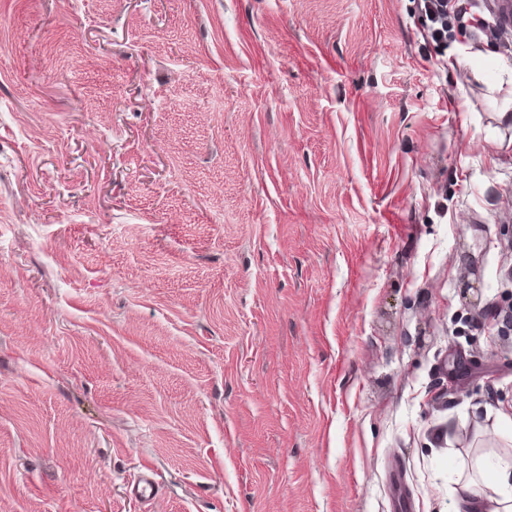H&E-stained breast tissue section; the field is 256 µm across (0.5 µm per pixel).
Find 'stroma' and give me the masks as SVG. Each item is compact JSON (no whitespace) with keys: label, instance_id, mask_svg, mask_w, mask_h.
I'll use <instances>...</instances> for the list:
<instances>
[{"label":"stroma","instance_id":"obj_1","mask_svg":"<svg viewBox=\"0 0 512 512\" xmlns=\"http://www.w3.org/2000/svg\"><path fill=\"white\" fill-rule=\"evenodd\" d=\"M497 0H0V512H454L512 463ZM155 501L131 494L142 467ZM451 0H421L418 22L433 40L445 38L448 32V4Z\"/></svg>","mask_w":512,"mask_h":512}]
</instances>
